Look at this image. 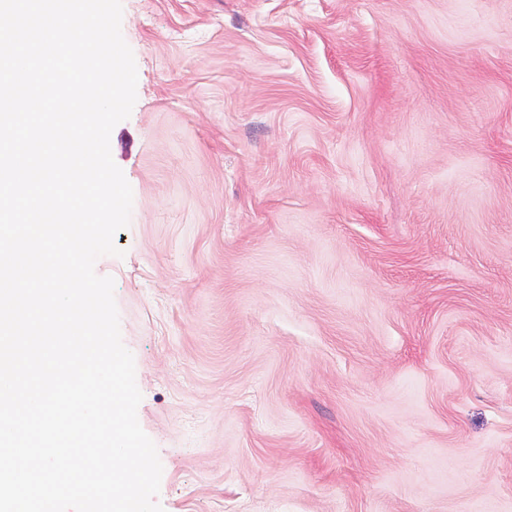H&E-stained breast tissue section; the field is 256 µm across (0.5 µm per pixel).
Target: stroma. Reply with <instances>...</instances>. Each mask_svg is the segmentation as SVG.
<instances>
[{"instance_id":"obj_1","label":"stroma","mask_w":512,"mask_h":512,"mask_svg":"<svg viewBox=\"0 0 512 512\" xmlns=\"http://www.w3.org/2000/svg\"><path fill=\"white\" fill-rule=\"evenodd\" d=\"M122 5L163 512H512V0Z\"/></svg>"}]
</instances>
